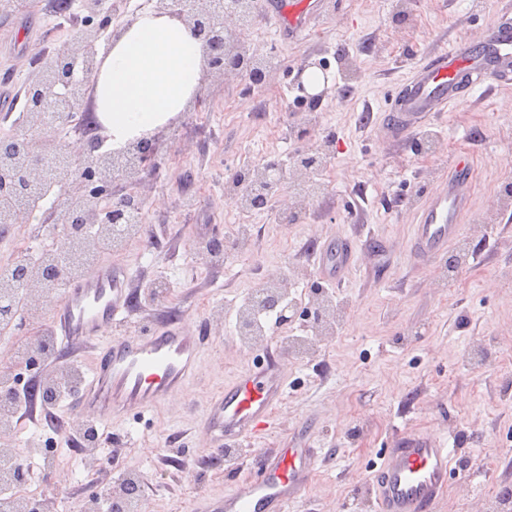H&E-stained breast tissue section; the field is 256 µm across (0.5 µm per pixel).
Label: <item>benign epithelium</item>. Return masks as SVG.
Instances as JSON below:
<instances>
[{"mask_svg":"<svg viewBox=\"0 0 512 512\" xmlns=\"http://www.w3.org/2000/svg\"><path fill=\"white\" fill-rule=\"evenodd\" d=\"M151 10L180 19L199 39H214L225 46L243 51L254 59L264 55L240 40V30L251 4L246 0H151ZM122 0H79L85 28L75 41L55 51V71L37 66L24 86L25 129L33 132L29 146L8 171L0 169V199L11 204L0 211V222L11 228L28 224L31 214L25 197L53 171L58 162L67 171L61 196L42 215L39 223L64 225L69 238L81 239L87 224H109L116 236L123 234L122 224L137 219L141 201L133 195L112 199L107 189L115 180L135 182L148 170L155 154L154 139L142 137L120 150L104 151L111 136L99 123L88 139L86 153H74L66 141V129L76 120L88 124L86 102L103 59L98 44L110 41L106 31L112 15L121 10ZM277 164L270 162L249 174L234 176L245 195L268 198L277 192L280 179ZM313 171L304 161L293 163L289 179L295 185L308 182Z\"/></svg>","mask_w":512,"mask_h":512,"instance_id":"1","label":"benign epithelium"}]
</instances>
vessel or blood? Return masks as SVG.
<instances>
[{
  "label": "vessel or blood",
  "mask_w": 512,
  "mask_h": 512,
  "mask_svg": "<svg viewBox=\"0 0 512 512\" xmlns=\"http://www.w3.org/2000/svg\"><path fill=\"white\" fill-rule=\"evenodd\" d=\"M512 83V9L501 11L478 42L458 41L419 64L413 76L391 94L384 116L386 138L398 139L432 115L483 88L487 78ZM447 184L438 186L420 208L410 240L423 260L440 257L462 230L470 210L467 185L471 160L459 153ZM315 264L323 278L343 279L354 260L349 241L328 237L317 244ZM128 267L103 261L90 273L68 281L50 311L56 357H74L81 346L101 343L92 375L69 404L68 417L109 421L131 411L162 406L180 397L200 369L207 341L199 329L175 321L128 336L108 337L112 325L130 312ZM285 363L266 346L264 363L248 369L212 397L201 426L211 445L256 434L286 397ZM455 453L448 437L422 431L401 434L372 469L374 512H433L448 488ZM251 476L224 496L196 502L193 512H287L308 487L315 455L305 439L272 452H256Z\"/></svg>",
  "instance_id": "obj_1"
}]
</instances>
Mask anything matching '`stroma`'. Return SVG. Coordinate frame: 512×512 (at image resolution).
<instances>
[{"label": "stroma", "mask_w": 512, "mask_h": 512, "mask_svg": "<svg viewBox=\"0 0 512 512\" xmlns=\"http://www.w3.org/2000/svg\"><path fill=\"white\" fill-rule=\"evenodd\" d=\"M279 2L255 0L246 29L251 46L275 58L269 82L257 88L243 75L207 74L202 106H188L157 131L154 166L135 184L111 187L113 196L131 192L143 202L142 236L111 256L132 273L127 326L183 319L207 328L213 341L180 400L103 431L118 464L148 489L143 512H189L197 498L230 492L247 466L225 465L201 425L209 399L262 353L237 341L231 321L264 278L287 280L307 306L319 278L317 243L345 238L356 262L333 295L351 316L327 339L297 321L268 332L276 346L308 337L309 351L301 361L286 358L284 404L272 426L242 441L243 455L282 447L309 426L320 461L288 512H372L376 456L403 431L449 435L457 469L433 512L491 510L502 487H512V201L502 193L512 169L498 164L512 155V87L488 82L430 118L426 150L412 136L382 140L378 125L394 86L444 43L478 37L505 0H315L319 22L294 39L278 27ZM77 32L54 0H27L22 11L0 16V74L13 78L15 97L34 60ZM320 59L330 64L329 92L313 109L321 123L310 140L330 142L314 174L322 193L299 197L285 187L271 211H241L225 196V180L272 159L291 164L305 148L298 131L308 110L294 103V78L301 64ZM463 151L475 160L473 204L448 252L474 259L439 281L434 264L409 251L413 210ZM287 200L297 202L299 219L275 223L274 209ZM240 224L251 227L243 249L235 240ZM217 237L223 255L206 253ZM160 279L170 288L151 299ZM56 442V477L69 486L56 512H81L94 477L74 478L79 449L65 435Z\"/></svg>", "instance_id": "stroma-1"}]
</instances>
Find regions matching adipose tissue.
<instances>
[{
	"label": "adipose tissue",
	"mask_w": 512,
	"mask_h": 512,
	"mask_svg": "<svg viewBox=\"0 0 512 512\" xmlns=\"http://www.w3.org/2000/svg\"><path fill=\"white\" fill-rule=\"evenodd\" d=\"M206 50L177 19L146 10L106 54L94 115L113 148L152 133L183 112L205 75Z\"/></svg>",
	"instance_id": "1"
}]
</instances>
